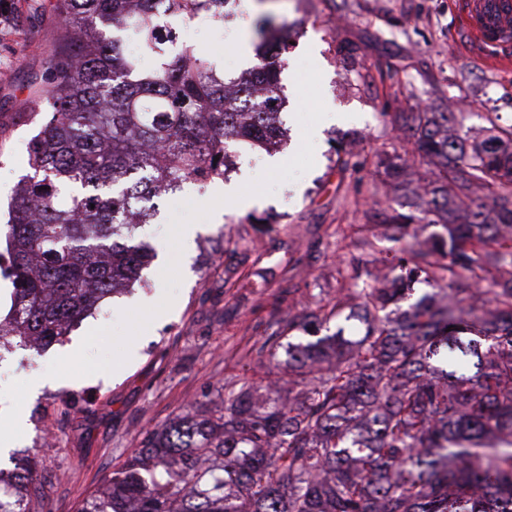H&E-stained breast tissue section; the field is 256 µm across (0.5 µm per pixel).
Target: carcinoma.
Segmentation results:
<instances>
[{"mask_svg": "<svg viewBox=\"0 0 512 512\" xmlns=\"http://www.w3.org/2000/svg\"><path fill=\"white\" fill-rule=\"evenodd\" d=\"M235 4L56 0L60 44L25 108L46 119L9 205L1 340L57 342L137 280L154 251L135 229L158 189L224 176L243 146L283 145L288 22L257 23L258 61L238 76L176 29L194 13L228 21ZM485 119L478 140L453 112L394 116L436 165L415 213L389 217L400 274L358 289L354 306L288 319L308 335L347 311L362 336L268 337L259 352L306 375L288 401L259 410L243 386L219 410L148 432L77 512H512V124ZM417 221L445 234L410 242ZM420 281L452 297L426 293L394 315ZM43 494L36 458L0 469V512H30Z\"/></svg>", "mask_w": 512, "mask_h": 512, "instance_id": "carcinoma-1", "label": "carcinoma"}]
</instances>
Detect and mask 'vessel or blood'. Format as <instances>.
Instances as JSON below:
<instances>
[{"label":"vessel or blood","mask_w":512,"mask_h":512,"mask_svg":"<svg viewBox=\"0 0 512 512\" xmlns=\"http://www.w3.org/2000/svg\"><path fill=\"white\" fill-rule=\"evenodd\" d=\"M461 26L470 47L490 65L512 66V0H459Z\"/></svg>","instance_id":"vessel-or-blood-1"}]
</instances>
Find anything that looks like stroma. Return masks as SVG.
Masks as SVG:
<instances>
[{
    "mask_svg": "<svg viewBox=\"0 0 512 512\" xmlns=\"http://www.w3.org/2000/svg\"><path fill=\"white\" fill-rule=\"evenodd\" d=\"M15 23L0 29V202L28 170V141L43 115L22 118L31 80L56 48L55 0H9ZM271 13L294 23V45L280 74L282 119L288 141L280 161L301 144L295 119V73L311 54L322 74L329 111L344 122L316 126L312 169L280 184L263 207H218L202 220L189 254L181 256V282L166 317L138 337V350L111 374L50 378L48 365L72 353L92 328L118 322L121 310L156 305L165 292L162 264L143 269L131 292L104 300L74 325L64 342L34 351L0 347V430L11 436L12 455L37 457L46 487L45 512H75L78 503L118 469L145 433L187 411L222 407L225 390L251 385L265 399L286 362L257 356L264 336L288 332L293 316L324 312L356 288L375 286L374 272L397 243L388 227L394 209L416 201L426 159L393 122L399 112L429 107L463 112L473 137L485 134V113L512 122V72H496L460 46L461 28L448 0H240L234 21L188 29L199 52L239 74L253 58L239 50L253 40L255 23ZM345 149L349 167L338 161ZM406 161V183L385 177L379 161ZM216 195L214 181H186L176 199L159 201L149 223L136 232L155 252H168L171 214H185L183 200ZM52 446L42 450V436Z\"/></svg>",
    "mask_w": 512,
    "mask_h": 512,
    "instance_id": "stroma-1",
    "label": "stroma"
}]
</instances>
